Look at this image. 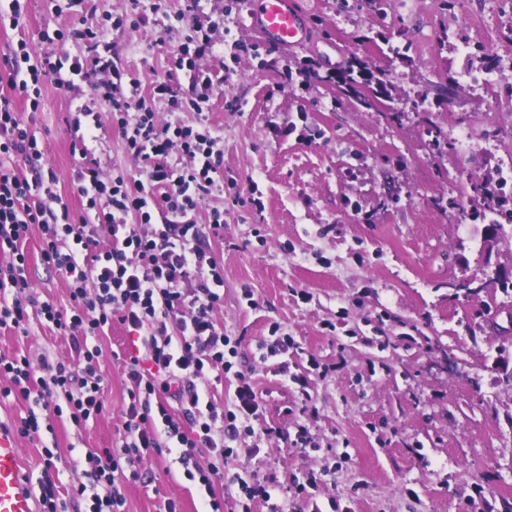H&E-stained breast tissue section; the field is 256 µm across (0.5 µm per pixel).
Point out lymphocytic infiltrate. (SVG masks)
<instances>
[{
  "label": "lymphocytic infiltrate",
  "instance_id": "lymphocytic-infiltrate-1",
  "mask_svg": "<svg viewBox=\"0 0 512 512\" xmlns=\"http://www.w3.org/2000/svg\"><path fill=\"white\" fill-rule=\"evenodd\" d=\"M79 73V63L40 57L18 41L0 56V327L29 336L32 318L51 323L70 337L69 359L0 353V398L27 401L24 415L12 423L20 437L52 429L66 417L86 425L105 409L97 339L112 321L133 335L121 360L129 403L123 434L115 447L88 452L82 480L71 486L75 501L90 499L88 512H127L124 482L141 477L142 465L178 449L177 461L188 481L198 483L204 512H224L216 485L237 487L246 499L269 497L268 486L231 474L226 466L233 444L254 435L259 397L247 382L237 384L230 404L217 405L209 393L232 365L227 351L237 339L227 336L213 317L224 303L217 287L223 269L198 246L199 227L189 217L211 196L224 166L220 137L213 129L195 131L181 124L159 125L149 99L139 96L136 80L112 69L101 84L112 121L120 129L135 172L119 171L102 180L94 169L79 170V191L86 204L72 220L57 193L54 172L21 175L15 157L39 160L42 149L29 121L17 112L23 100L31 112L42 106L41 86L51 78L67 86L63 70ZM178 151L188 163L180 170L163 162ZM162 195H155V188ZM158 198L163 223L152 221L150 198ZM39 229L41 261L69 286V305L39 300L32 289L28 260L20 244ZM110 243L100 248L101 233ZM209 454L200 464V451ZM102 493L89 492V484Z\"/></svg>",
  "mask_w": 512,
  "mask_h": 512
}]
</instances>
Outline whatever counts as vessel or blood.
<instances>
[{
    "mask_svg": "<svg viewBox=\"0 0 512 512\" xmlns=\"http://www.w3.org/2000/svg\"><path fill=\"white\" fill-rule=\"evenodd\" d=\"M250 25L282 48L306 43L310 36L298 0H253ZM36 498L23 471V456L13 431L0 426V512H37Z\"/></svg>",
    "mask_w": 512,
    "mask_h": 512,
    "instance_id": "vessel-or-blood-1",
    "label": "vessel or blood"
}]
</instances>
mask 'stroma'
<instances>
[{"mask_svg": "<svg viewBox=\"0 0 512 512\" xmlns=\"http://www.w3.org/2000/svg\"><path fill=\"white\" fill-rule=\"evenodd\" d=\"M311 30L294 49L264 41L248 24L252 0H143L138 26L110 28L107 48L44 42L43 31L79 25L70 0H26L18 27L0 26V55L25 41L32 54L79 60L70 87L46 79L32 126L37 167L53 170L72 212L84 199L76 173L102 178L133 169L108 104L97 97L98 56L111 59L149 95L168 79L193 96L172 62L187 26L211 38L198 67L210 76L200 112H174L155 98L159 124L210 125L221 135L224 177L194 212L199 245L224 267L227 335L239 338L234 368L261 396L256 434L239 442L230 472L275 486L250 512H512V288L488 287L512 269V242L485 247L486 220L473 216L471 182L495 178L512 156V0H300ZM483 53H462L463 43ZM383 73L390 112L368 111L326 75L351 56ZM496 72L477 90L462 72ZM458 80L453 97L437 87ZM100 112L86 155L72 151L68 122L82 106ZM470 135V150L436 151L431 127ZM244 198L246 206L235 205ZM224 213V235L209 229ZM33 290L68 307L66 281L40 260L38 231L24 244ZM467 280L483 282L468 293ZM255 294L248 305L244 289ZM293 340L261 358L273 325ZM108 410L87 425L67 420L20 441L30 484L43 475V446H56L59 492L88 451L115 446L128 401L117 354L131 346L119 322L100 340ZM71 355L51 324L28 337L0 328V352ZM127 512H202L197 485L173 456L144 464L126 483Z\"/></svg>", "mask_w": 512, "mask_h": 512, "instance_id": "35a3bbf8", "label": "stroma"}]
</instances>
